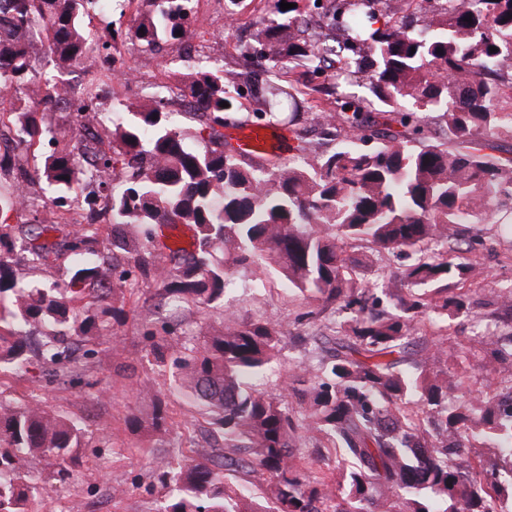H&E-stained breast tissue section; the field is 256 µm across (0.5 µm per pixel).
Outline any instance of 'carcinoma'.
Wrapping results in <instances>:
<instances>
[{"mask_svg": "<svg viewBox=\"0 0 512 512\" xmlns=\"http://www.w3.org/2000/svg\"><path fill=\"white\" fill-rule=\"evenodd\" d=\"M296 7L281 10L280 2ZM267 0L281 19H258L234 69L198 60L180 75V96L200 117L196 148L167 111L158 88L125 104L133 119L114 129L82 130L101 102L100 87L126 76L115 68L119 47L141 51L181 46L191 35L192 0H139L132 26L98 37L82 19L95 0H0V125L15 128L14 149L0 153V174L13 176L0 197V367H26L30 338L47 327L38 363L50 383L81 382L88 365L70 340L108 343L125 317L127 295L141 286L178 306L186 320L224 302L233 272L272 269L312 303L336 309L326 332L311 336L319 368L298 365L279 393L255 380L282 350L281 322L224 327L203 341L153 336L146 357L174 367L184 395L210 418L220 453L189 462L160 459L153 472L169 489L160 512H512V285L496 292L498 310L477 340L487 380L497 388L458 392L448 379L446 351L417 337L425 322L472 313L461 284L473 267L459 253V224H485L492 211L512 213V157L495 154L493 138H512V0H437L419 15L401 0ZM389 16L374 27L381 15ZM44 33L60 70L83 66L87 79L61 95L58 84L34 87ZM497 51H490V47ZM302 76L275 86L270 75ZM336 70V110L305 107V91H323ZM368 81L384 104L376 110L347 86ZM227 102L228 107L220 106ZM264 126L281 118L294 127L297 160L268 166L225 149L224 127ZM66 112L60 130L44 119ZM326 139L313 146L300 125ZM21 155L41 159L28 171ZM95 159L101 181L81 201L84 219L67 209L82 161ZM55 191L50 217L36 208L26 224H8L22 188ZM109 218L112 235L98 225ZM71 227L59 241L53 226ZM157 224H190L194 248L154 254ZM366 239L379 253L414 255L389 289L393 309L377 307L343 248ZM72 257L68 279L49 287L19 285V267L53 268ZM132 430L178 425L160 393ZM85 430L36 398L11 405L0 396V512L29 505L64 482ZM312 448L295 461L296 449ZM56 482L40 478L45 463ZM260 483L265 497L250 494Z\"/></svg>", "mask_w": 512, "mask_h": 512, "instance_id": "1", "label": "carcinoma"}]
</instances>
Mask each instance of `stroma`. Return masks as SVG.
I'll return each instance as SVG.
<instances>
[{
    "instance_id": "obj_1",
    "label": "stroma",
    "mask_w": 512,
    "mask_h": 512,
    "mask_svg": "<svg viewBox=\"0 0 512 512\" xmlns=\"http://www.w3.org/2000/svg\"><path fill=\"white\" fill-rule=\"evenodd\" d=\"M264 8V0H200L194 7L191 23L195 52L224 64L232 63L238 47L250 37L253 20ZM121 58L128 67L140 70L142 78L125 85L113 83L104 99L109 107L117 101L145 94L157 79H175L189 64L187 58L169 50L151 54L131 46L123 49ZM465 233L478 236L481 243L468 255L475 273L465 280L464 290L478 298L487 295L495 284H512V234L504 226L493 223L466 225ZM125 310L127 318L116 328L117 349L97 350L92 358L89 379L100 390V397L89 398L86 390L78 386L47 382L34 362L22 371L0 374V391L14 403L38 397L49 408L74 418L88 433L89 443L79 449L80 462L68 483L58 488L56 496L36 502V512H68L71 506L82 502L109 503V512H159L168 491L151 474L152 456L182 454L199 458L211 452L205 415L181 395L170 392L168 377L161 375L145 357L148 333L161 332L163 326L176 323L175 308L159 302L151 290L145 289L127 299ZM228 310L241 323L260 317L282 321L281 359L271 365L264 379L265 388L271 392L277 391L289 364L317 362L314 346L304 342L303 337L333 316L332 309L327 308L316 312L315 319H307L311 306L298 292L278 278L249 270L237 272L236 284L225 295L223 306L201 314L204 329L221 328ZM472 331L470 322L463 317L428 323L421 328L428 340L443 343L449 354L447 367L463 390H486L490 384L483 369V352L471 348L467 360L461 364L454 358L459 343L471 336ZM140 383L166 393L175 418L198 420L200 428L194 446H187L175 428L159 434L127 428L130 415L150 410L149 399L136 391ZM116 487L122 493L115 497L111 491Z\"/></svg>"
}]
</instances>
